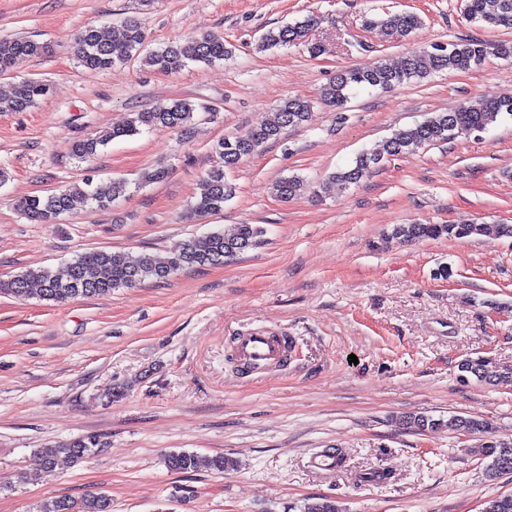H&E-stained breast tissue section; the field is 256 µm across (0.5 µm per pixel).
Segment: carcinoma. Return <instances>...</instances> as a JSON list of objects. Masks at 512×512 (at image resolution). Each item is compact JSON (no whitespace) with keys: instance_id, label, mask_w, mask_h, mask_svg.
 Wrapping results in <instances>:
<instances>
[{"instance_id":"cac0c4a2","label":"carcinoma","mask_w":512,"mask_h":512,"mask_svg":"<svg viewBox=\"0 0 512 512\" xmlns=\"http://www.w3.org/2000/svg\"><path fill=\"white\" fill-rule=\"evenodd\" d=\"M466 20L486 28L512 29V0H463ZM316 19L306 16L293 23L272 28L261 37L259 49L303 44L311 54L321 52V46L309 41ZM367 27L379 26L393 39L405 38L422 26L414 13H402L386 19H367ZM145 35L134 20L124 24L119 39H110L95 26L81 30L77 37L78 64L91 71L104 70L119 63L141 59L143 65L163 72H177L190 62L213 63L229 56L224 37L217 34L190 36L182 42L144 51ZM43 46L31 39L0 40V73L16 68L23 61L41 54ZM490 56L512 57V41L489 43L481 40L451 41L446 48H433L420 54L403 57L394 65L380 64L372 69L349 68L336 74L335 80L324 87L320 99L329 106L342 108L352 91L362 87L393 89L442 71H463L482 65ZM48 93L45 83L34 78L14 82L10 91L0 93V112H24L35 106ZM310 102L288 98L268 118L257 123L248 139L225 138L218 143L220 162L203 176L191 213L197 217L219 213L224 203L235 195V186L226 179V172L240 161L259 151L269 142L281 138L285 130L303 126L310 117ZM512 116V95L490 100L469 101L450 112H435L423 121L395 133L375 151L357 154L352 164L331 173V180L344 192L358 184L381 162L414 152L420 148L455 139L463 133L483 132L502 114ZM195 117V107L186 100L173 99L146 112H136L123 127L77 140L71 145L72 156L88 161L100 148L118 138L132 136L141 128L184 129ZM70 186L45 195H35L18 203V209L33 224H54L58 218L87 204L106 207L124 199L129 183L114 178L104 187ZM306 190L302 178L289 176L273 186L274 195L288 201ZM494 233L511 236V224H398L391 238L403 244L441 237L470 238ZM265 230L254 224H234L189 238L180 251L172 254L142 253L132 258L125 253L104 249L85 252L74 261L56 270L26 271L9 280L0 281V292L17 298L37 297L41 300L64 303L75 297L92 298L112 293L117 288H131L147 279H167L194 266L221 265L225 260L257 247ZM487 360L467 358L460 364L462 380L473 377L487 380ZM405 429L425 430L445 427L452 432L470 434L478 440V452L488 459L486 476L495 479L512 473V441L501 442L490 437L492 425L461 415L434 419L428 415H409L401 418ZM94 447L90 439H78L40 449L44 468L52 472L65 459H80ZM166 467L175 472L197 470L205 464L222 472L233 461L216 455L206 460L188 451H171L165 455ZM37 512H112L111 499L104 494H87L80 499L53 498L42 501ZM302 512H340L336 501L321 497L304 506Z\"/></svg>"}]
</instances>
